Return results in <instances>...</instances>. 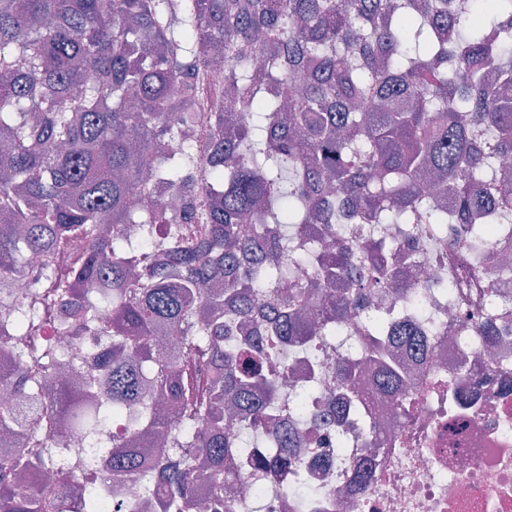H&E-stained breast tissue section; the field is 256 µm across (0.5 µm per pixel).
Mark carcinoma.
Instances as JSON below:
<instances>
[{
	"label": "carcinoma",
	"mask_w": 512,
	"mask_h": 512,
	"mask_svg": "<svg viewBox=\"0 0 512 512\" xmlns=\"http://www.w3.org/2000/svg\"><path fill=\"white\" fill-rule=\"evenodd\" d=\"M221 58L224 86L194 81ZM204 94L224 105L206 129ZM511 155L512 0H0V512H102L119 480L143 483L129 512H241L226 474L269 439L259 470L300 472L285 348L358 353L336 320L417 262L355 225L487 238L512 225ZM459 295L495 336L493 297ZM361 321L378 385L406 395L385 315ZM87 335L83 371L57 341ZM335 384L354 402L355 366ZM72 432L108 456L58 466ZM317 441L345 444L330 423ZM316 497L300 479L290 506Z\"/></svg>",
	"instance_id": "carcinoma-1"
}]
</instances>
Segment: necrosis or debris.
Wrapping results in <instances>:
<instances>
[{
	"label": "necrosis or debris",
	"mask_w": 512,
	"mask_h": 512,
	"mask_svg": "<svg viewBox=\"0 0 512 512\" xmlns=\"http://www.w3.org/2000/svg\"><path fill=\"white\" fill-rule=\"evenodd\" d=\"M413 241L421 269L397 267V293L376 298L423 336L425 354L402 356L405 398L377 393L372 373L359 381L361 400L378 422L364 429L353 413L344 462L313 444L302 450L303 479L320 491L315 512H512V316L496 318L508 336L474 350L453 343L461 305L438 302L434 282L452 263L427 227Z\"/></svg>",
	"instance_id": "necrosis-or-debris-1"
}]
</instances>
